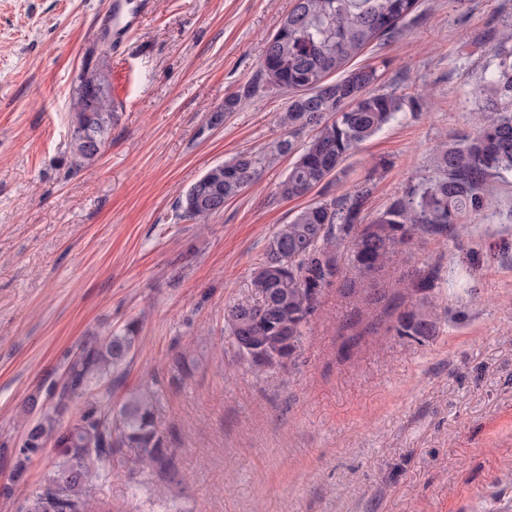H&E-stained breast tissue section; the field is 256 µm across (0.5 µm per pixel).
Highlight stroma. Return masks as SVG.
Wrapping results in <instances>:
<instances>
[{
  "label": "stroma",
  "instance_id": "stroma-1",
  "mask_svg": "<svg viewBox=\"0 0 512 512\" xmlns=\"http://www.w3.org/2000/svg\"><path fill=\"white\" fill-rule=\"evenodd\" d=\"M113 0H0V512H20L59 459L54 442L10 486L37 388L60 382L65 353L142 323L121 386L86 400L118 402L157 384V425L176 450L177 482L135 486L121 458L96 489L111 512H502L512 502V173L487 207L447 236H415L373 279L348 257L325 289L296 364L255 374L237 360L224 310L250 299L266 243L309 201L370 183L385 209L431 169L433 148L473 132L482 70L512 0H420L414 16L356 58L378 90L406 107L359 146L340 178L310 198L275 195L294 158L208 223L176 218L177 198L213 165L267 153L288 98L263 86L265 40L292 0H149L114 43ZM111 61L123 105L112 139L72 171L70 103L78 71ZM251 97L220 123L231 93ZM387 169H376L379 159ZM437 335L394 325L430 271ZM197 356L192 374L176 360Z\"/></svg>",
  "mask_w": 512,
  "mask_h": 512
}]
</instances>
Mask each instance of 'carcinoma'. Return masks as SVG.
Returning a JSON list of instances; mask_svg holds the SVG:
<instances>
[{
	"mask_svg": "<svg viewBox=\"0 0 512 512\" xmlns=\"http://www.w3.org/2000/svg\"><path fill=\"white\" fill-rule=\"evenodd\" d=\"M417 8L418 0H293L276 33L265 41L260 78L288 94L280 125L291 131L308 128L313 135L300 147L284 138L269 155L243 152L210 167L179 198V217L206 223L255 183L276 155L297 154L276 190L285 200L305 198L343 173V163L358 146L405 106L404 98L375 88L376 68L348 70L346 65L392 34ZM494 56L496 64L482 76L476 132L436 146L430 176L367 222L363 213L371 187L365 184L338 200L315 201L277 228L251 281L257 303L238 302L224 312L238 360L258 374L295 364L323 290L339 275V253L345 247L352 246L354 267L372 274L416 234L444 235L483 212L493 180L512 172V18L502 25ZM81 106L72 96L69 147L75 170L101 156L118 120V113L109 111L110 101L104 104L106 112H80ZM435 280L429 274L411 284L418 299L399 316L398 335L418 339L435 334L436 314L429 300ZM139 333L140 323L132 320L85 342L68 360L64 380L50 389L54 411L43 412L29 425L17 456L16 482L47 438L56 437L62 455L47 483L27 495L25 512H110L95 489L108 476L101 462L117 453L125 456L131 480L152 468L175 479L173 449L156 424L161 397L152 386L126 391L116 406L90 401L78 423L65 429L57 419L73 397L101 380L121 382Z\"/></svg>",
	"mask_w": 512,
	"mask_h": 512,
	"instance_id": "obj_1",
	"label": "carcinoma"
}]
</instances>
